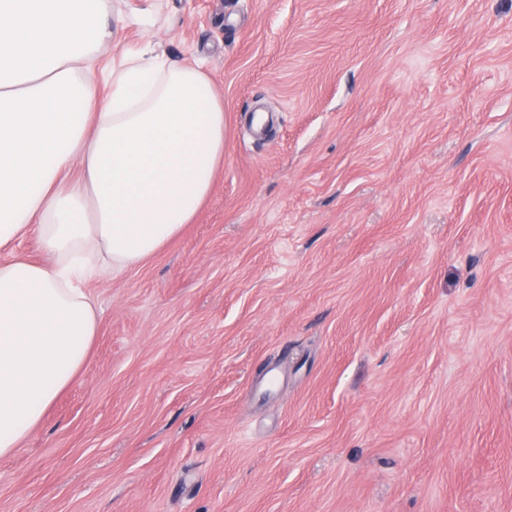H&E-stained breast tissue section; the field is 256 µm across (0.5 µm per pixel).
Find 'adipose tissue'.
<instances>
[{
  "instance_id": "obj_1",
  "label": "adipose tissue",
  "mask_w": 512,
  "mask_h": 512,
  "mask_svg": "<svg viewBox=\"0 0 512 512\" xmlns=\"http://www.w3.org/2000/svg\"><path fill=\"white\" fill-rule=\"evenodd\" d=\"M111 0H0V457L85 366L88 287L159 253L224 160V102L202 64L150 43L105 66ZM107 93L94 99L96 85Z\"/></svg>"
}]
</instances>
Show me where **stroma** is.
<instances>
[{
  "label": "stroma",
  "instance_id": "stroma-1",
  "mask_svg": "<svg viewBox=\"0 0 512 512\" xmlns=\"http://www.w3.org/2000/svg\"><path fill=\"white\" fill-rule=\"evenodd\" d=\"M111 23L104 58L205 64L224 163L90 285L88 361L0 457V512H512V0Z\"/></svg>",
  "mask_w": 512,
  "mask_h": 512
}]
</instances>
